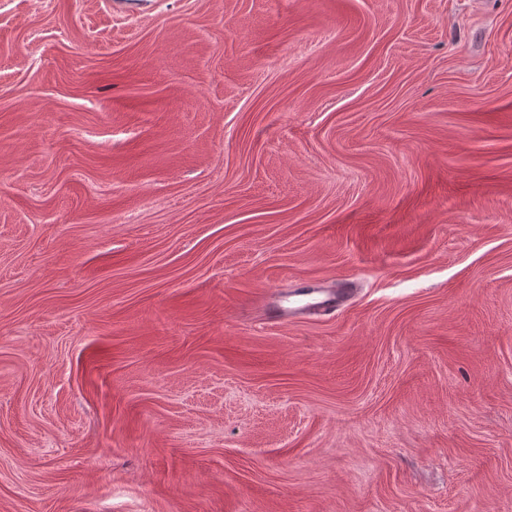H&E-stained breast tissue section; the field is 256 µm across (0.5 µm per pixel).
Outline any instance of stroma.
<instances>
[{
  "label": "stroma",
  "mask_w": 512,
  "mask_h": 512,
  "mask_svg": "<svg viewBox=\"0 0 512 512\" xmlns=\"http://www.w3.org/2000/svg\"><path fill=\"white\" fill-rule=\"evenodd\" d=\"M0 512H512V0H0ZM347 293L348 288H342L338 292H324V295L319 297L316 301L308 303L307 306L317 313L324 315L327 313L330 314L343 306Z\"/></svg>",
  "instance_id": "1"
}]
</instances>
